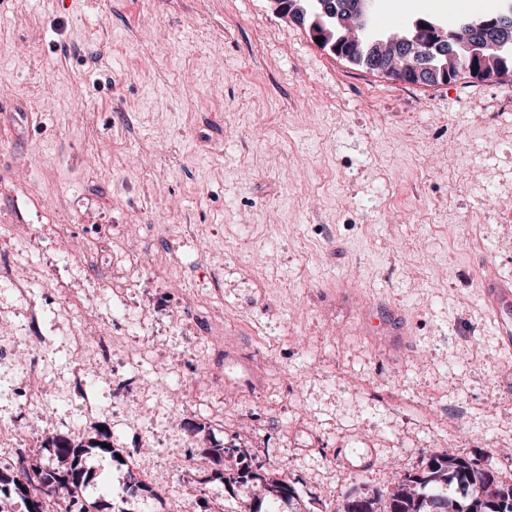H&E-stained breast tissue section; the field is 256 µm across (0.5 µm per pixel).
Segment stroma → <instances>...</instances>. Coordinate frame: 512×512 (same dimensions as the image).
I'll list each match as a JSON object with an SVG mask.
<instances>
[{
  "mask_svg": "<svg viewBox=\"0 0 512 512\" xmlns=\"http://www.w3.org/2000/svg\"><path fill=\"white\" fill-rule=\"evenodd\" d=\"M377 31L460 19L380 0ZM0 420L92 444L91 512H337L431 453L512 470V78L435 87L320 48L270 0H0ZM149 339L72 347V317ZM149 391L152 432L84 422ZM242 449L260 481L228 484ZM133 456L158 462L148 483ZM349 467L335 481L323 461ZM483 300L487 312L496 321L500 349L512 352V282L491 274L485 278Z\"/></svg>",
  "mask_w": 512,
  "mask_h": 512,
  "instance_id": "35a3bbf8",
  "label": "stroma"
}]
</instances>
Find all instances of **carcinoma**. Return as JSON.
I'll return each mask as SVG.
<instances>
[{
  "instance_id": "1",
  "label": "carcinoma",
  "mask_w": 512,
  "mask_h": 512,
  "mask_svg": "<svg viewBox=\"0 0 512 512\" xmlns=\"http://www.w3.org/2000/svg\"><path fill=\"white\" fill-rule=\"evenodd\" d=\"M287 9L302 17L303 28L309 34L330 31L336 33V17L322 11V0H282ZM376 34L371 23L364 24V36L350 52L349 62L370 72L379 66L374 40ZM427 42L416 47V54L426 59L435 73L446 70L448 81H459L470 77V71L480 68L486 77L512 76V43L496 49H479L462 44L456 49V56L448 60L431 49ZM57 448L59 466L55 468L16 469L12 477L0 475V482L14 486L15 493L27 503L26 512H44L46 501L60 491L78 500V491L83 481L70 478L82 467L83 456L97 448L108 451L109 441L84 446L66 437L52 440ZM379 492L356 487L346 497L340 512H376V498ZM384 512H512V483L500 479L498 468L487 463L483 466L465 458H450L434 453L422 473L404 475L401 483L390 492Z\"/></svg>"
}]
</instances>
